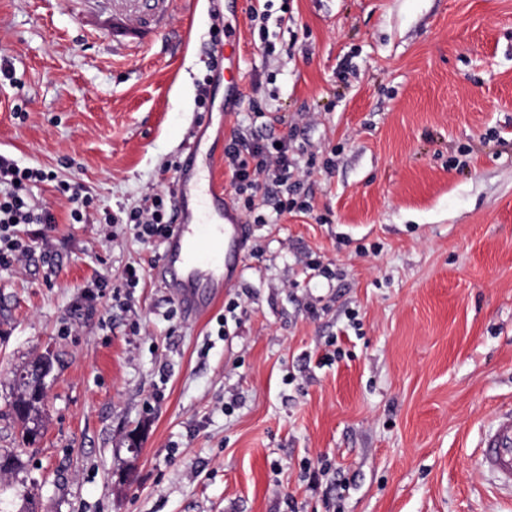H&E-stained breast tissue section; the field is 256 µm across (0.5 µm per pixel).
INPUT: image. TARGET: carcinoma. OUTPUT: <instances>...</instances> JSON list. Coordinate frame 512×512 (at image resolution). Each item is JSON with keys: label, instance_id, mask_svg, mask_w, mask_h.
Returning <instances> with one entry per match:
<instances>
[{"label": "carcinoma", "instance_id": "1", "mask_svg": "<svg viewBox=\"0 0 512 512\" xmlns=\"http://www.w3.org/2000/svg\"><path fill=\"white\" fill-rule=\"evenodd\" d=\"M39 357L14 374L15 396L9 405L8 415L20 428L21 439L31 444L43 434L45 428L44 396L38 391L45 388V377L39 374Z\"/></svg>", "mask_w": 512, "mask_h": 512}]
</instances>
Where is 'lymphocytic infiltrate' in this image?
I'll list each match as a JSON object with an SVG mask.
<instances>
[{"instance_id": "1", "label": "lymphocytic infiltrate", "mask_w": 512, "mask_h": 512, "mask_svg": "<svg viewBox=\"0 0 512 512\" xmlns=\"http://www.w3.org/2000/svg\"><path fill=\"white\" fill-rule=\"evenodd\" d=\"M250 124L259 125L256 133L244 127L233 129L224 146V162L230 176L234 205L254 223L268 224L292 212L310 211L311 205L299 196L301 187L299 157L304 146L295 132L278 136L274 119L261 108L248 115ZM40 183L52 184L63 201L67 220L80 224L93 202L92 195L60 179L55 171L22 167L0 155V269L18 266L30 251L19 228L25 224H52L56 217L49 205L33 203L29 191ZM174 222V190L145 195L142 205L106 213L105 225L130 226L142 243L163 241Z\"/></svg>"}]
</instances>
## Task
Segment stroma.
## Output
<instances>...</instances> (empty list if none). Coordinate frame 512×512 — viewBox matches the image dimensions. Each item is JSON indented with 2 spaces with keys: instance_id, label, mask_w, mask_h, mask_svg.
<instances>
[{
  "instance_id": "stroma-1",
  "label": "stroma",
  "mask_w": 512,
  "mask_h": 512,
  "mask_svg": "<svg viewBox=\"0 0 512 512\" xmlns=\"http://www.w3.org/2000/svg\"><path fill=\"white\" fill-rule=\"evenodd\" d=\"M138 3L0 0V155L94 198L70 224L33 187L58 222L23 226L28 257L0 270V448L21 459L0 512H512L475 455L512 403V0H288L289 50L271 55L255 0ZM219 21L240 32L229 114L223 74L209 110L195 102ZM254 100L286 116L279 134L308 114L335 165L304 174L309 213L250 225L241 276L189 317L152 250L120 224L102 241L99 219ZM309 259L344 275L309 278ZM134 262L144 277L122 287ZM98 277L111 289L87 304ZM331 339L340 358L299 377ZM45 354L48 423L25 447L13 375Z\"/></svg>"
}]
</instances>
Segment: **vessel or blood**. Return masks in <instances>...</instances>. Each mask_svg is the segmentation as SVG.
<instances>
[{"label":"vessel or blood","mask_w":512,"mask_h":512,"mask_svg":"<svg viewBox=\"0 0 512 512\" xmlns=\"http://www.w3.org/2000/svg\"><path fill=\"white\" fill-rule=\"evenodd\" d=\"M214 154L201 138L187 146L174 183L176 221L154 275L184 308L197 311L199 280L223 288L238 273L247 228L214 178ZM479 462L496 484L512 489V405L502 408L481 440Z\"/></svg>","instance_id":"b4317fda"}]
</instances>
